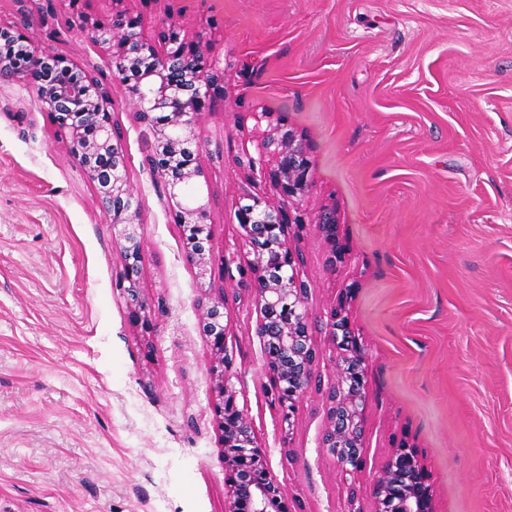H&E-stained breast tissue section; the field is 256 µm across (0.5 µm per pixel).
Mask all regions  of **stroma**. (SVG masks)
<instances>
[{"label": "stroma", "instance_id": "35a3bbf8", "mask_svg": "<svg viewBox=\"0 0 512 512\" xmlns=\"http://www.w3.org/2000/svg\"><path fill=\"white\" fill-rule=\"evenodd\" d=\"M147 37L170 20L208 40L224 95L197 134L215 254H241L244 194L305 219L294 229L309 286L317 371L334 379L326 313L351 291L365 351L362 512L394 444L418 448L436 512H512V0H124ZM66 0H0V23L95 76L112 98L140 204V287L152 330L117 286L120 231L37 96L0 85V512H224L204 288L148 130L108 52L70 24ZM270 113L312 162L300 197L279 196L256 153ZM336 211L348 251L332 263L317 226ZM249 297L230 302L239 404L297 512H347L320 446L317 392L285 428L265 393Z\"/></svg>", "mask_w": 512, "mask_h": 512}]
</instances>
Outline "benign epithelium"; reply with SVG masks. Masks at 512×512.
I'll return each instance as SVG.
<instances>
[{
	"mask_svg": "<svg viewBox=\"0 0 512 512\" xmlns=\"http://www.w3.org/2000/svg\"><path fill=\"white\" fill-rule=\"evenodd\" d=\"M111 2V23H85L89 38L111 54L115 74L132 94L136 119L151 130L146 166L164 184L175 207V221L187 240L186 258L198 279H206L219 260L224 274L237 270L250 292L258 313L255 333L262 368L269 379L266 392L291 430L299 403L320 385L314 375L320 350L310 333L308 288L298 276L303 258L290 240L292 222L278 207L246 194L237 217L248 258L237 264L225 255L215 258L206 206L184 196L190 183L205 175L196 125L213 99L224 95V79L210 60L207 43H187L179 22L172 20L159 32V49L143 36L138 17L118 9L122 0ZM17 80L31 87L54 120L69 130L67 150L93 175L106 222L123 228L119 287L130 321L149 329L150 305L140 288L143 248L131 231L140 223V210L126 177L123 140L112 120L107 90L67 58L36 50L19 27L0 23V83ZM260 151L274 161L270 177L281 195L291 198L306 191L311 161L294 131L269 129ZM318 226L342 258L346 247L336 239L335 211L324 209ZM347 303L343 295L327 312L328 339L336 357L333 383L324 392L327 424L321 447L338 462L353 503L363 464L368 393L365 354L350 328ZM227 306L228 293L222 288L205 290L200 301L202 332L210 344L214 420L224 447V512H294L270 472L248 414L238 404L233 358L226 345ZM372 495L374 512H435L429 474L416 448L405 443L392 449Z\"/></svg>",
	"mask_w": 512,
	"mask_h": 512,
	"instance_id": "obj_1",
	"label": "benign epithelium"
}]
</instances>
